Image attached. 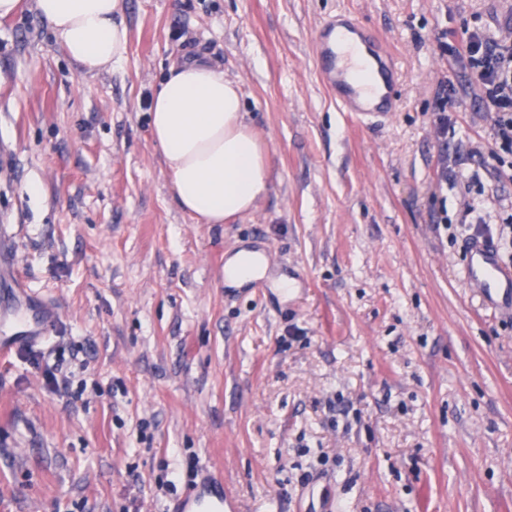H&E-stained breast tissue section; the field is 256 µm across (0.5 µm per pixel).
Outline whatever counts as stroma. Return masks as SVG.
<instances>
[{"instance_id": "35a3bbf8", "label": "stroma", "mask_w": 512, "mask_h": 512, "mask_svg": "<svg viewBox=\"0 0 512 512\" xmlns=\"http://www.w3.org/2000/svg\"><path fill=\"white\" fill-rule=\"evenodd\" d=\"M342 12L398 74L382 125L317 77ZM475 16L504 37L512 0H124L94 75L33 0L0 20V320L25 289L54 312L0 359V512H172L204 473L231 512H512V314L468 287L459 228L512 216V155L482 164L491 118L439 48ZM186 55L238 83L272 166L227 224L177 207L150 135ZM243 247L288 298L225 291Z\"/></svg>"}]
</instances>
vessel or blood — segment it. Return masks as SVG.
<instances>
[{
    "instance_id": "vessel-or-blood-1",
    "label": "vessel or blood",
    "mask_w": 512,
    "mask_h": 512,
    "mask_svg": "<svg viewBox=\"0 0 512 512\" xmlns=\"http://www.w3.org/2000/svg\"><path fill=\"white\" fill-rule=\"evenodd\" d=\"M315 64L325 85L346 112L366 120L387 116L394 100L386 88L396 80L390 63L376 50L373 33L349 14L322 23L315 41ZM467 279L477 288L483 304L512 312V269L498 260L493 246L477 239L469 245ZM48 313L41 299L25 294L23 308L10 330H0V356L13 348L43 339ZM224 490L217 479L204 476L181 506L182 512H224Z\"/></svg>"
}]
</instances>
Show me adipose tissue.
<instances>
[{"instance_id": "adipose-tissue-1", "label": "adipose tissue", "mask_w": 512, "mask_h": 512, "mask_svg": "<svg viewBox=\"0 0 512 512\" xmlns=\"http://www.w3.org/2000/svg\"><path fill=\"white\" fill-rule=\"evenodd\" d=\"M34 8L82 72L123 59V0H34ZM149 124L170 192L197 223L229 222L268 196L267 152L245 119L238 84L221 68L201 58L169 65L153 93Z\"/></svg>"}]
</instances>
